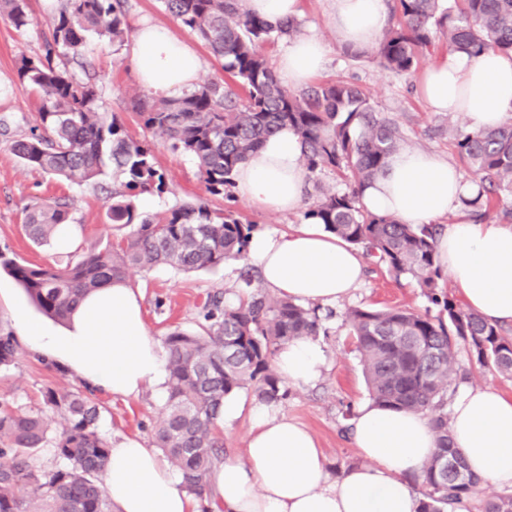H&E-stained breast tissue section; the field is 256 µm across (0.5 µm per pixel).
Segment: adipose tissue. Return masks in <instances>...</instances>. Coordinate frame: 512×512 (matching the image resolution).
<instances>
[{"label":"adipose tissue","instance_id":"ef3b65f1","mask_svg":"<svg viewBox=\"0 0 512 512\" xmlns=\"http://www.w3.org/2000/svg\"><path fill=\"white\" fill-rule=\"evenodd\" d=\"M330 19L341 44L358 51L374 47L388 24L386 0H331ZM130 58L141 84L165 96L192 91L201 68L193 47L146 22L138 25ZM326 63L327 48L312 33L289 41L275 73L284 86L299 88ZM419 88L431 111L466 115L473 131L496 127L512 115V54L448 53L424 70ZM301 155V142L291 130L269 138L236 170L238 200L279 213L301 210L306 180ZM478 189V182L464 179L447 160L405 148L389 157L360 201L368 211L403 224L457 215V222L436 237L441 270L469 311L493 324L512 325V225L458 216L461 198ZM248 255L264 287L303 303L335 304L365 273L360 252L318 224L253 234ZM16 323L33 351L113 395L135 398L146 386L165 382L166 354L145 326L139 296L125 282L94 291L63 333H51L22 313ZM325 365L324 349L309 338L281 346L274 361L282 378L303 383L317 380ZM244 414L251 427L243 456L224 458L211 475L224 512H418L420 502L406 478L436 450L423 414L358 407L351 433L362 462L337 477L311 431L277 407L258 402L245 412L225 399V424ZM450 430L472 473L512 487V396L490 387L460 389ZM105 489L113 512L200 510L167 459L133 438L113 444Z\"/></svg>","mask_w":512,"mask_h":512}]
</instances>
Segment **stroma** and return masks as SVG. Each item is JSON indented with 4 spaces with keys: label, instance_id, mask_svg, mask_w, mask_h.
I'll use <instances>...</instances> for the list:
<instances>
[{
    "label": "stroma",
    "instance_id": "1",
    "mask_svg": "<svg viewBox=\"0 0 512 512\" xmlns=\"http://www.w3.org/2000/svg\"><path fill=\"white\" fill-rule=\"evenodd\" d=\"M58 7L59 0H28L30 22L19 30L0 18V119L10 128L9 136L0 135V252L33 264H51L65 254L53 244L35 246L25 236L22 230L25 208L37 201L69 202L71 221L78 228L70 251L72 255L103 250L122 237L121 232L106 221L112 177H104L96 183L73 184L23 165L10 150L13 139L29 134L40 105L39 98L18 77L19 61L24 56L41 55L48 20ZM299 8L303 32H317L329 49L326 67L314 75V82L358 76L377 108L400 125L410 147L455 161L447 137L437 132L439 126L447 125L448 117L428 109L416 76L386 71L369 54L357 60L346 57L329 21V0H299ZM143 19L169 28L175 37L194 46L203 61L198 82L223 78V70L200 39L182 29L164 10L160 0H129L128 24ZM128 51V46L92 36L85 44L83 56L95 67L107 111L116 113L132 134L144 136L157 166L168 178L169 193L159 197L144 194L137 198L140 214L151 215L176 202L205 196L211 207L233 206L243 223L255 225L260 231L283 232L302 223L303 215L299 212L262 211L239 201L230 204L225 198L207 196L191 157L172 151L160 136L142 132L130 100L143 94L145 88L130 62ZM241 267V262L229 261L213 271L190 273L165 266L149 271L134 269L129 273L128 283L142 297L149 333L161 340L176 329H196L198 310L207 293L216 289L235 291ZM351 307H406L422 313L429 310L431 304L415 279L396 278L384 268L367 265L363 282L337 302L334 317L326 323V334L318 338L327 355V366L320 378L312 383H287L288 395L278 405L280 412L315 435L336 476L359 462L348 428L353 410L370 400L362 366L344 320L346 310ZM20 310L32 321L45 320L20 284L0 270V335L16 333L15 315ZM78 384L73 372L40 359L25 347L13 365L0 368V404L38 410L43 406L42 393L46 387L68 389ZM97 397L102 406L99 431L111 442L126 437L148 440L150 428L166 400L165 394L152 386L135 398L116 396L105 390L98 391Z\"/></svg>",
    "mask_w": 512,
    "mask_h": 512
}]
</instances>
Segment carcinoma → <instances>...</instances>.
Wrapping results in <instances>:
<instances>
[{"label":"carcinoma","instance_id":"obj_1","mask_svg":"<svg viewBox=\"0 0 512 512\" xmlns=\"http://www.w3.org/2000/svg\"><path fill=\"white\" fill-rule=\"evenodd\" d=\"M180 25L196 35L222 62L224 78L179 98L137 95L131 100L142 129L165 138L174 151L191 156L212 196L233 186L232 175L268 137L288 127L302 142V164L312 178L344 172L350 188L322 191L303 212L325 230L362 250L399 278H414L432 304L433 315L407 308L354 307L345 314L374 404L424 413L437 448L414 480L424 487L420 512H456L474 494L480 478L454 443L448 399L459 382L458 355L468 349L481 368L512 376V338L441 292L442 271L434 247V224H400L359 204L357 188L370 182L395 152L407 147L397 122L377 111L358 84L337 80L295 93L283 86L259 44L292 38L302 23L295 17L270 23L250 12L245 0H162ZM127 0H61L48 21L43 56L23 58L20 80L41 101L31 135L11 144L24 165L76 183L112 172L108 223L133 227L122 243L103 251L46 265L21 264L0 253V268L11 274L46 316L67 322L84 298L100 286L126 279L132 268L165 265L179 272L215 269L229 259L245 260L254 231L231 210L206 199L176 203L153 215L137 212L136 197L168 192L166 176L145 141L132 135L116 114L103 109L92 65L85 78L69 64L82 58L89 35L122 44L130 28ZM396 21L373 55L386 70L410 74L439 40L470 57L492 50L512 53V0H393ZM0 16L21 29L28 25L27 0H0ZM448 139L459 160L479 178L482 191L461 198L472 218H512V118L500 126L470 131L448 121ZM70 221L67 202H36L23 224L36 244L50 243ZM239 305L225 293H208L194 331L175 330L164 339L167 401L154 421L151 444L181 474L201 512H212L210 478L223 459L218 421L224 399L252 389L267 404L283 397V380L272 364L284 344L320 334L318 305L277 297L240 275ZM17 339L0 336V367L15 363ZM44 408L0 407V512H112L100 476L111 445L98 431L101 409L94 390L82 384L43 392ZM57 421L56 429L50 428ZM63 466L46 471L33 453L47 444ZM481 512H512V495L482 501Z\"/></svg>","mask_w":512,"mask_h":512}]
</instances>
